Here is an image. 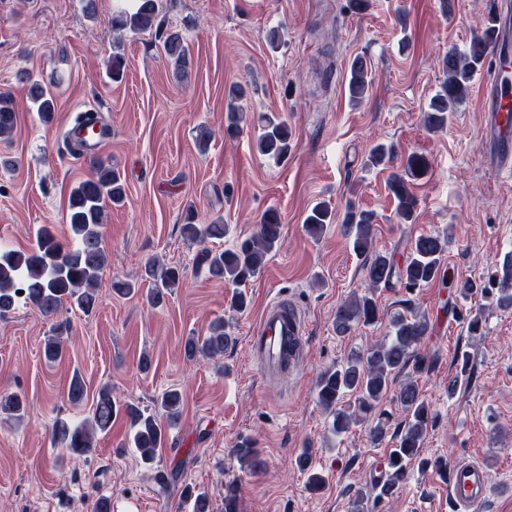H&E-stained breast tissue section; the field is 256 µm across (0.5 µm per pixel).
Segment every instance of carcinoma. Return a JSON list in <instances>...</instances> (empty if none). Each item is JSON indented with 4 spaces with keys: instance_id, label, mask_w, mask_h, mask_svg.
Here are the masks:
<instances>
[{
    "instance_id": "cac0c4a2",
    "label": "carcinoma",
    "mask_w": 512,
    "mask_h": 512,
    "mask_svg": "<svg viewBox=\"0 0 512 512\" xmlns=\"http://www.w3.org/2000/svg\"><path fill=\"white\" fill-rule=\"evenodd\" d=\"M159 0H136L134 7L112 17V28L118 32H146L157 26ZM164 51L177 75L187 73L190 67V49L183 38L172 32L164 41ZM485 60L484 42L475 40L463 52L450 51L441 62L444 79L440 90L431 98L424 122L432 130L447 126L449 112L462 103L467 95L474 73ZM53 77L36 80L29 94L40 119L49 123L53 119L56 99L52 93ZM369 88L368 72L360 58L349 66L348 91L351 101L359 103ZM225 132L234 135L245 121V113L236 100L240 90L232 87L228 94ZM16 111L12 95L0 92V138H10L16 126ZM259 134L255 146L262 155L281 159L292 150V132L288 123L271 114L257 118ZM395 149L391 145L375 146L369 156L373 165L391 164ZM428 173L425 157L411 153L400 163V172L392 174L390 191L397 201L396 214L403 222L414 216L416 198L409 191V184ZM125 188L120 174L105 160L91 161L90 175L79 181L70 191L67 208V225L71 241L62 244L48 229L43 228L36 237L35 245L28 251H0V316L10 311L18 299L37 308L50 317L65 308H77L90 313L97 305V285L101 273L108 265V256L103 237V221L110 205L124 201ZM375 216L366 210L349 208L343 224L351 240L353 252L360 256H371L364 266L369 288L375 289L397 281L407 290L427 286L445 278L443 257L448 248V235L427 234L415 239L409 256L398 263L394 255L383 252L371 253L373 248L372 226ZM336 221V215L324 204L315 205L305 219L306 231L320 236L327 225ZM280 217L274 210L266 211L259 230L228 249L208 252L203 256L211 277L226 284L237 286L257 275L264 266L267 254L281 239ZM183 237L192 242L224 236L222 224H196L188 221L181 226ZM145 275L153 281L146 295L149 305L159 304L167 291L177 287L182 278L179 268L159 266L150 262ZM455 293L464 298L476 293L492 297V303L502 310H512V259L504 260L489 275L487 285L471 280L452 284ZM379 319V307L373 294L354 295L336 310V333L343 335L353 326H365ZM390 335L368 347L365 352L349 358L336 369L321 373L316 382L317 399L332 416L331 432L341 435L349 431L358 417H365L384 399L395 378L413 365L416 372L430 367L431 361L417 353L429 330L424 315H397L390 321ZM234 338L226 331V324L219 320L212 324L210 335L203 339L191 337L184 345L185 357L194 361L199 356L214 357L224 354L233 344ZM62 352L60 336H49L44 341L46 360H56ZM86 395L82 377L74 374L70 379L67 398L73 405L81 403ZM354 397V408L341 406L343 397ZM397 398L407 413L406 420L398 429V444L388 457V470L372 476L355 495L354 512H369L368 503L379 504L391 497L409 476L410 466L418 465L423 470L448 474V461L442 456L424 454V441L429 422V408L420 394L416 382L407 380L399 388ZM182 397L174 389L165 392L158 407L162 415L147 413L133 404L118 405L112 400V392L105 387L99 391L91 417L78 425L65 419L56 420L51 428V441L66 449L77 458L89 456L96 448V435L112 428V419L123 413L129 421L132 444L143 462L151 463L158 448L164 445V425H173L181 415ZM26 405L15 394L0 395V413L15 419L24 416ZM240 463L250 469L261 466V459L253 448L243 446L236 449ZM297 467L307 473V484L312 490L320 489L325 476L312 467V451L304 449L296 458Z\"/></svg>"
}]
</instances>
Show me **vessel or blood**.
Here are the masks:
<instances>
[{"label":"vessel or blood","mask_w":512,"mask_h":512,"mask_svg":"<svg viewBox=\"0 0 512 512\" xmlns=\"http://www.w3.org/2000/svg\"><path fill=\"white\" fill-rule=\"evenodd\" d=\"M492 59H501L508 38L512 37V0H499L494 18ZM485 116L484 138L489 163L502 175L512 176V78L506 70L494 68L480 91ZM69 141L81 146L84 158L100 155L104 138L89 136L86 129L70 124ZM304 321L287 298L272 300L264 307L258 326L250 338V348L263 371L279 370L285 354L303 357ZM488 471L475 463H456L449 469L448 497L457 512H476L490 493Z\"/></svg>","instance_id":"vessel-or-blood-1"}]
</instances>
